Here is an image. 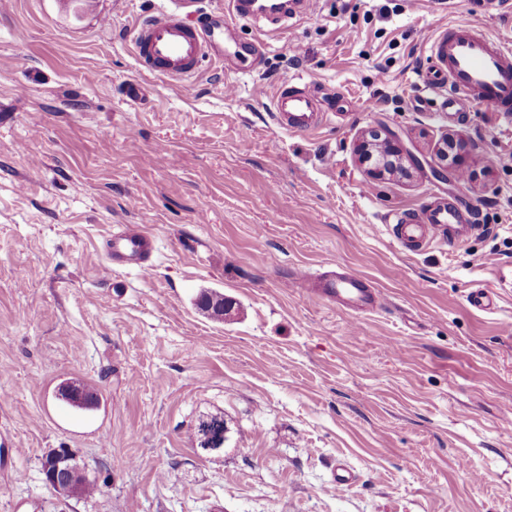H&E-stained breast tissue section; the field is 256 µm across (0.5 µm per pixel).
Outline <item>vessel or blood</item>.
<instances>
[{
  "label": "vessel or blood",
  "mask_w": 512,
  "mask_h": 512,
  "mask_svg": "<svg viewBox=\"0 0 512 512\" xmlns=\"http://www.w3.org/2000/svg\"><path fill=\"white\" fill-rule=\"evenodd\" d=\"M226 2L224 10L196 24L183 17L189 0H172L171 5L139 20L132 30V44L140 71L170 80L194 77L205 59L223 64L252 55V45L238 38L234 20L279 29L312 12V0H283L275 10L258 9L256 0ZM428 58L423 81L445 89V109L461 112L472 104L486 105L503 122L512 123L511 43L481 22H451L435 28L428 40ZM340 99L331 89L285 81L274 94L275 121L292 132H310L318 126L322 112ZM460 218L458 207L437 200L416 214H389L384 223L395 243L419 251L434 240L435 228L452 226ZM154 249V237L136 224L122 226L106 241L110 264L130 266L144 274L153 269ZM293 284L355 317L374 313L385 304L383 293L370 280L340 265L298 273Z\"/></svg>",
  "instance_id": "obj_1"
}]
</instances>
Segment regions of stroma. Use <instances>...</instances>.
<instances>
[{
  "mask_svg": "<svg viewBox=\"0 0 512 512\" xmlns=\"http://www.w3.org/2000/svg\"><path fill=\"white\" fill-rule=\"evenodd\" d=\"M322 0L273 31L258 65L142 73L134 23L163 0H8L0 10V512H512V125L443 112L422 33L471 0ZM294 79L341 91L314 131L279 127ZM141 98L130 101L129 86ZM389 135L420 162L372 179L354 147ZM457 146L454 167L439 157ZM497 156L489 164L488 156ZM473 230L411 252L383 217L434 198ZM138 224L154 270L109 268ZM385 295L360 319L301 289L327 264ZM494 290L496 308L467 302ZM231 302L224 318L202 294ZM92 385L97 407L56 399ZM224 416L201 455L199 417ZM71 449L93 494L46 486ZM358 475L331 487L336 461ZM203 419L210 420L213 423H206L199 434L200 422ZM220 424L224 426V416L222 414H209L198 420L194 427L192 438L198 443L200 436V442L197 445L199 451L205 454H213L224 449V430Z\"/></svg>",
  "mask_w": 512,
  "mask_h": 512,
  "instance_id": "obj_1",
  "label": "stroma"
}]
</instances>
